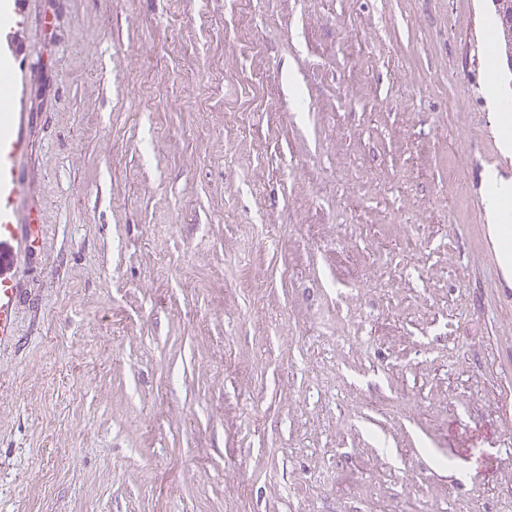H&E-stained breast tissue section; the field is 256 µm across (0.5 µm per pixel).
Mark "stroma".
I'll return each mask as SVG.
<instances>
[{
  "label": "stroma",
  "mask_w": 512,
  "mask_h": 512,
  "mask_svg": "<svg viewBox=\"0 0 512 512\" xmlns=\"http://www.w3.org/2000/svg\"><path fill=\"white\" fill-rule=\"evenodd\" d=\"M28 2L0 512H512L491 0ZM508 200H512V183L498 179L494 175H488L484 201L494 225H507L512 222V214L506 208Z\"/></svg>",
  "instance_id": "obj_1"
}]
</instances>
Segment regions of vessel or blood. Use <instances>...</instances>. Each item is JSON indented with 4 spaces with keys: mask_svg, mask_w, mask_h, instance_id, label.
<instances>
[{
    "mask_svg": "<svg viewBox=\"0 0 512 512\" xmlns=\"http://www.w3.org/2000/svg\"><path fill=\"white\" fill-rule=\"evenodd\" d=\"M26 151L21 134L0 137V346L14 337L19 294L13 276L15 245L24 242L29 252L42 245L39 214L28 210L19 215L18 201L27 188L20 160Z\"/></svg>",
    "mask_w": 512,
    "mask_h": 512,
    "instance_id": "b4317fda",
    "label": "vessel or blood"
}]
</instances>
